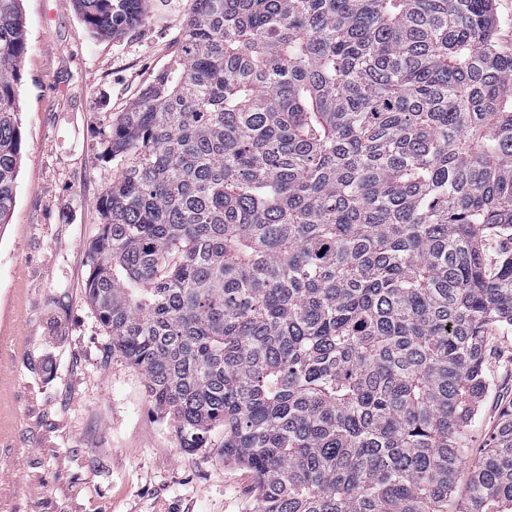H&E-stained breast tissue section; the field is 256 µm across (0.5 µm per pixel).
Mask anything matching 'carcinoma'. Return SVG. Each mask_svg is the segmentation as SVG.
<instances>
[{"mask_svg":"<svg viewBox=\"0 0 512 512\" xmlns=\"http://www.w3.org/2000/svg\"><path fill=\"white\" fill-rule=\"evenodd\" d=\"M116 39L145 0H72ZM495 0H192L175 64L101 130L84 293L189 452L224 431L251 512H512V53ZM0 0V227L22 153ZM469 468L464 498L454 499ZM487 336L489 355L485 369L490 388L478 416L470 427L471 448L484 446L501 409L512 400V327H490Z\"/></svg>","mask_w":512,"mask_h":512,"instance_id":"1","label":"carcinoma"}]
</instances>
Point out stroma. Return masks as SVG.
Instances as JSON below:
<instances>
[{
  "instance_id": "stroma-1",
  "label": "stroma",
  "mask_w": 512,
  "mask_h": 512,
  "mask_svg": "<svg viewBox=\"0 0 512 512\" xmlns=\"http://www.w3.org/2000/svg\"><path fill=\"white\" fill-rule=\"evenodd\" d=\"M191 0H147L115 40L89 36L72 0H23L22 159L0 228V512H250L251 472L220 446L180 448L142 375L85 297L97 200L120 168L99 129L180 50ZM487 396L469 432L483 447L512 404V327H490Z\"/></svg>"
}]
</instances>
